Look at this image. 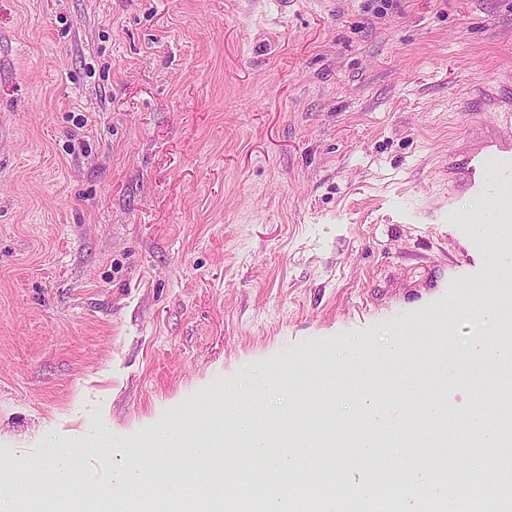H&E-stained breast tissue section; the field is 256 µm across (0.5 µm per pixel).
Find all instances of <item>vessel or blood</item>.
<instances>
[{
    "label": "vessel or blood",
    "instance_id": "vessel-or-blood-1",
    "mask_svg": "<svg viewBox=\"0 0 512 512\" xmlns=\"http://www.w3.org/2000/svg\"><path fill=\"white\" fill-rule=\"evenodd\" d=\"M463 109L476 118L487 113L497 117L496 129L466 158L463 167H449L448 185L460 187L467 194L493 200L494 208L486 213L468 214L449 208L452 224L489 221L512 223V103L497 93L495 83L473 88L463 101Z\"/></svg>",
    "mask_w": 512,
    "mask_h": 512
}]
</instances>
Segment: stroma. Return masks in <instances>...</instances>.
<instances>
[{"mask_svg": "<svg viewBox=\"0 0 512 512\" xmlns=\"http://www.w3.org/2000/svg\"><path fill=\"white\" fill-rule=\"evenodd\" d=\"M498 77L512 0H0V501L223 435L234 381L338 451L383 352L490 402L459 363L512 338L481 315L512 266L449 223L448 155Z\"/></svg>", "mask_w": 512, "mask_h": 512, "instance_id": "1", "label": "stroma"}]
</instances>
